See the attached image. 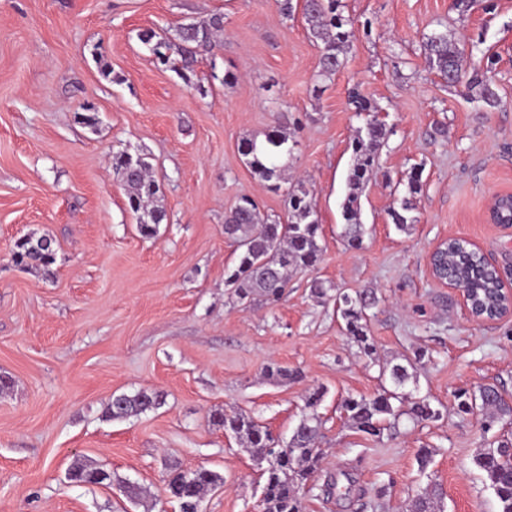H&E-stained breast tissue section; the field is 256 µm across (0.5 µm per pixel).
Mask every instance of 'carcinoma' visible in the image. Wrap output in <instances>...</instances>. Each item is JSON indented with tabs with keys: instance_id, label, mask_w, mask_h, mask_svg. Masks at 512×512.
Listing matches in <instances>:
<instances>
[{
	"instance_id": "cac0c4a2",
	"label": "carcinoma",
	"mask_w": 512,
	"mask_h": 512,
	"mask_svg": "<svg viewBox=\"0 0 512 512\" xmlns=\"http://www.w3.org/2000/svg\"><path fill=\"white\" fill-rule=\"evenodd\" d=\"M302 14L307 24L308 36L320 47L319 76L329 78L343 64L344 50L355 37L350 17L343 15L342 0H303ZM224 30V15L212 14L208 19L179 26V43L173 44L153 30H145L140 39L163 66L185 76L194 72L198 56L213 52L217 38ZM425 57L429 68L448 85L463 83L467 88H477L483 101L493 106L497 97L489 86L486 73L495 69L498 58L486 55V70L468 72L463 68L464 53L445 32L426 38ZM350 100L356 112L366 115L364 127L352 142L353 162L347 177V192L341 204L344 220L341 237L352 248L363 242L364 224L361 221V196L363 189L378 169L379 153L391 130L372 115V108L354 89ZM288 132L277 123L266 133L264 146L246 138L241 144L242 155L254 173L272 188L284 179L288 165L277 164L278 158L288 155ZM112 167L119 173L128 188V206L138 215L139 232L150 237L166 218L162 206L154 204L159 195V185L151 174V166L139 154L120 152L112 156ZM421 191V171L409 176L406 194L400 208L392 209L390 216L400 230L412 219L406 213L414 209L415 195ZM224 235L235 245L234 266L227 269V283L233 288L237 301L253 302L257 299L271 307L277 306L288 293L293 274L314 268L321 261L323 246L320 244L321 224L312 196L301 187L288 192L286 222L271 219L260 213L255 201L240 196L224 218ZM16 264L48 276L54 263L52 239L23 238L15 244ZM447 278L467 288L477 312L486 316L499 312L503 307L501 282L496 270L484 257L471 248L464 239L448 241ZM336 315L342 329L356 342L360 352L373 363H378L376 347L368 336L371 310L380 302L373 290H358L352 294L336 293ZM406 364L379 363L381 388L371 397L349 396L342 402V409L350 425L360 432L378 436L385 425L399 421L403 416L416 422L439 417V411L425 398L410 399L406 387L416 382L409 372L413 366L409 357ZM265 375L275 380H297L300 373L274 363L268 364ZM325 390L317 388L305 398V412L286 444V450L276 455L278 438L262 423L245 412L218 411L213 420L224 427V432L234 436L248 449L263 479L262 512H304L301 489L306 479L320 467L322 449V419L317 408ZM457 410L463 414L481 413L484 432L495 425H512V403L507 402L500 389L483 385L475 392L461 391L456 396ZM163 404L157 393L139 391L135 394L114 395L108 407L114 418L138 416ZM473 464L482 472L499 504V512H512V432L503 433L487 442L474 456ZM100 469H88L76 464L69 470V479L79 484H102ZM222 477L208 469L192 473L174 471L170 474L167 491L180 506V512H200V503L211 487ZM441 493L435 488L425 490L415 501L418 512H436L440 509Z\"/></svg>"
}]
</instances>
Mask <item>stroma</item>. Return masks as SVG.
Returning a JSON list of instances; mask_svg holds the SVG:
<instances>
[{"instance_id": "stroma-1", "label": "stroma", "mask_w": 512, "mask_h": 512, "mask_svg": "<svg viewBox=\"0 0 512 512\" xmlns=\"http://www.w3.org/2000/svg\"><path fill=\"white\" fill-rule=\"evenodd\" d=\"M450 2L344 0L355 38L321 79L302 14L283 18L273 0H0V512H178L169 474L199 468L222 478L203 512H259L260 471L212 415L243 411L287 439L317 387L324 457L304 512H410L431 482L444 512H498L473 464L481 419L458 413L455 396L487 384L512 396V315L475 320L435 281L430 255L469 238L512 286V224L487 212L493 195L512 193V0L463 16ZM218 11L220 45L190 80L139 38L151 28L176 40L179 24ZM438 31L459 41L466 70L498 55L496 107L429 70L423 42ZM227 70L230 86L217 79ZM356 83L391 134L361 197L363 244L351 249L340 203L364 124L348 102ZM279 112L296 146L274 192L239 144L264 139ZM122 150L144 155L160 184L166 218L153 237L140 234L112 168ZM417 167L422 191L400 231L389 210ZM300 182L322 226L321 262L274 308L237 302L225 212L246 194L262 214L286 216L285 190ZM28 235L53 239V276L14 263ZM315 279L377 293L378 363L332 302L312 297ZM419 348L412 394L440 417L403 418L378 436L353 428L342 400L377 393L379 362ZM272 362L301 379L267 378ZM139 391L163 405L109 416L113 395ZM77 461L109 471L111 485L70 481ZM333 476L349 495L328 488Z\"/></svg>"}]
</instances>
